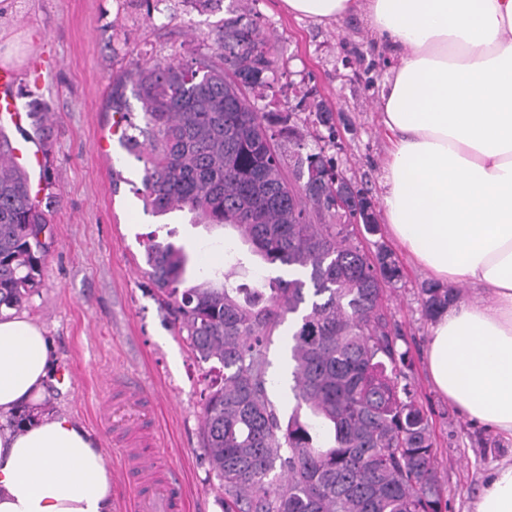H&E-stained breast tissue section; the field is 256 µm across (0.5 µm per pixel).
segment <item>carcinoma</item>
<instances>
[{"instance_id":"cac0c4a2","label":"carcinoma","mask_w":512,"mask_h":512,"mask_svg":"<svg viewBox=\"0 0 512 512\" xmlns=\"http://www.w3.org/2000/svg\"><path fill=\"white\" fill-rule=\"evenodd\" d=\"M222 28L209 53L138 59L112 78L109 107L127 119L128 88L141 104V124L129 123L138 135L122 144L144 161L146 210L230 227L281 271L243 288L214 268L186 287L183 248H146L157 303L191 354L224 372L203 390L202 433L224 512H448L431 418L386 304L402 270L384 245L372 256L364 245L380 228L373 205L359 189L364 208L338 212L352 183L320 153L288 169L282 143L303 148L293 113L259 112L247 95L273 88L277 60L248 14ZM306 109L336 137L321 101ZM10 154L0 131V307L15 308L41 284L50 221ZM459 294L424 283L423 315L434 320ZM289 315L287 414L268 392L267 352Z\"/></svg>"}]
</instances>
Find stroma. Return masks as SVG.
<instances>
[{"instance_id": "obj_1", "label": "stroma", "mask_w": 512, "mask_h": 512, "mask_svg": "<svg viewBox=\"0 0 512 512\" xmlns=\"http://www.w3.org/2000/svg\"><path fill=\"white\" fill-rule=\"evenodd\" d=\"M243 11L260 26L283 73L274 93L256 98L257 109L269 111L274 98L287 102L304 130L311 118L297 103L302 92L315 90L340 115L339 136L305 138V152L333 158L380 204L387 141L377 102L397 61L375 47L361 17L323 26L288 15L281 0H215L206 10L189 0H0V53L24 55L20 94L50 117L52 188L41 202L50 217L49 245L42 286L22 310L44 327L59 366L70 367L72 377L51 388L45 409L84 425L111 470L120 450L100 425L99 411L112 399L113 373L141 381L154 396L164 457L180 476L190 512H224L202 448L206 366L158 307L144 246L153 239L184 247L194 269L204 262L223 267L222 245L242 252L247 246L231 229L192 224L188 213L144 211L137 193L143 163L114 133L106 98L113 76L138 56L190 58L213 46L224 19ZM374 240L387 245L403 269L388 307L410 345L412 374L432 415L448 512H470L484 475L512 459V441L470 420L436 390L427 366L432 323L419 305V288L429 276L389 230ZM269 358L274 393L282 405H292L287 326L276 332Z\"/></svg>"}]
</instances>
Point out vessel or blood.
<instances>
[{
  "label": "vessel or blood",
  "mask_w": 512,
  "mask_h": 512,
  "mask_svg": "<svg viewBox=\"0 0 512 512\" xmlns=\"http://www.w3.org/2000/svg\"><path fill=\"white\" fill-rule=\"evenodd\" d=\"M18 82L15 70L0 67V124L15 134L12 160L18 168L32 172L30 196L38 202L47 191L46 184L35 176L43 165V155L28 129L29 114L20 100ZM112 390L114 398L142 409L150 401L137 379L121 373L113 375ZM110 432L121 451L118 481L133 490L132 498L127 500L113 496L114 512H186L181 480L163 461V444L155 425L145 417L132 424L115 421Z\"/></svg>",
  "instance_id": "1"
}]
</instances>
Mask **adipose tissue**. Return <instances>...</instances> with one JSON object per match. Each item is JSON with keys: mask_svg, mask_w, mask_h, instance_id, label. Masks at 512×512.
Segmentation results:
<instances>
[{"mask_svg": "<svg viewBox=\"0 0 512 512\" xmlns=\"http://www.w3.org/2000/svg\"><path fill=\"white\" fill-rule=\"evenodd\" d=\"M321 25L362 14L396 54L378 102L389 147L382 209L389 230L432 280L476 284L431 327L435 388L512 438V0H282ZM57 366L45 330L0 309V512H113L112 479L94 438L40 406ZM471 512H512V461L495 464Z\"/></svg>", "mask_w": 512, "mask_h": 512, "instance_id": "1", "label": "adipose tissue"}]
</instances>
